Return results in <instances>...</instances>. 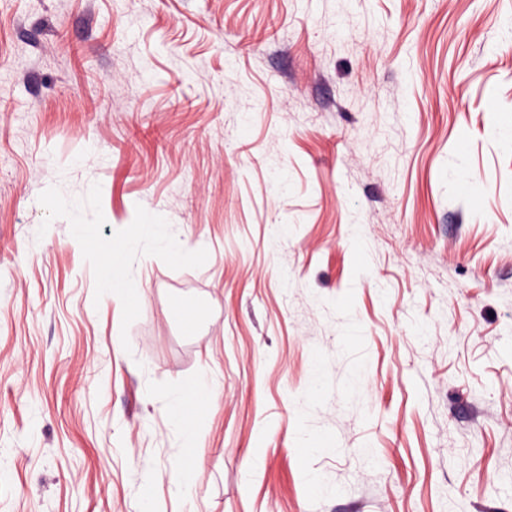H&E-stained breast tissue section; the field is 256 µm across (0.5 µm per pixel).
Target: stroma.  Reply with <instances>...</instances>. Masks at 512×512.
<instances>
[{
	"mask_svg": "<svg viewBox=\"0 0 512 512\" xmlns=\"http://www.w3.org/2000/svg\"><path fill=\"white\" fill-rule=\"evenodd\" d=\"M509 20L0 0V512H512ZM124 252L115 250L112 258L105 262L104 288L106 293L116 301H127L136 292L135 284L131 283L123 274Z\"/></svg>",
	"mask_w": 512,
	"mask_h": 512,
	"instance_id": "obj_1",
	"label": "stroma"
}]
</instances>
